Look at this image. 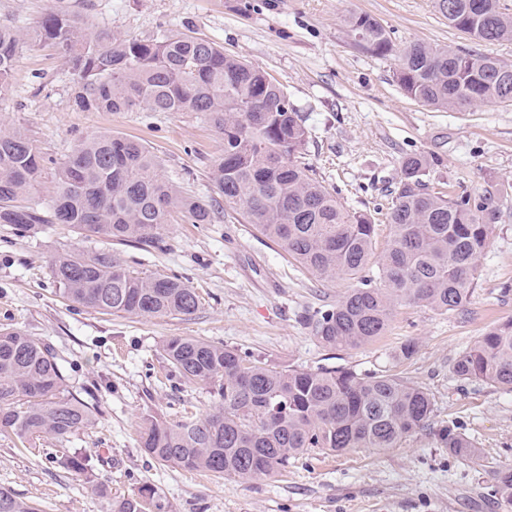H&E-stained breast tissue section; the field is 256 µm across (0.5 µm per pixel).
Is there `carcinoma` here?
<instances>
[{"mask_svg": "<svg viewBox=\"0 0 512 512\" xmlns=\"http://www.w3.org/2000/svg\"><path fill=\"white\" fill-rule=\"evenodd\" d=\"M453 28L485 43L512 41V13L501 0H436ZM348 25L359 45L396 56L394 78L410 99L438 110L512 105V63L448 46L397 48L374 17ZM45 39L61 46L75 76L79 112H199L222 135L211 161L214 195L183 193L160 173L157 155L140 139L104 132L82 140L54 163L50 211L20 200L42 178L44 159L18 129L0 126V224L21 233L67 224L83 238L103 237L156 248L173 215L211 224L225 215L249 224L290 260L323 281L346 282L336 303L306 319L330 349H356L384 335L396 305L464 311L480 278L499 211L492 199L432 186L422 156L403 161L389 213L390 237L377 255V225L346 209L305 162L308 130L285 88L249 62L187 33L127 38L80 25L68 10L47 13ZM22 36L0 26V92L15 68ZM51 276L68 301L101 314L189 316L200 299L176 277L141 276L108 251L69 250ZM162 356L180 378L209 389L216 406L177 424L143 419L141 448L171 466L226 480L261 479L310 451L395 448L424 430L448 454L481 458L456 425H434V401L397 373L360 374L344 367L281 368L222 344L170 336ZM452 374L512 389V323L489 328L460 352ZM93 421L89 406L66 389L50 347L17 328H0V436L24 445L44 435L67 441ZM60 467L92 474L74 452ZM496 494L512 503V471L495 474ZM106 512L162 509L151 486L132 496L99 489ZM0 512L38 509L0 489Z\"/></svg>", "mask_w": 512, "mask_h": 512, "instance_id": "1", "label": "carcinoma"}]
</instances>
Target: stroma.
<instances>
[{
  "label": "stroma",
  "instance_id": "stroma-1",
  "mask_svg": "<svg viewBox=\"0 0 512 512\" xmlns=\"http://www.w3.org/2000/svg\"><path fill=\"white\" fill-rule=\"evenodd\" d=\"M65 9L87 24L147 37L181 31L215 43L274 77L309 131L306 160L349 210L389 234L386 214L405 158L427 156L428 183L492 195L500 211L467 310L442 313L403 303L375 342L357 349L321 345L306 323L341 290L292 264L250 225L224 221L167 225L160 247L142 250L78 236L64 224L20 233L0 224V326L52 347L68 389L93 410L94 423L67 441L40 438L22 447L0 438V488L39 512H104L96 483L112 496L156 488L169 512H512L495 492L494 472L512 469V391L461 383L458 353L493 325L512 321V106L436 110L397 86L396 57L358 46L347 20L375 17L397 47L412 42L484 52L512 63V42L477 43L449 26L434 0H0V26L23 37L13 76L0 92V124L25 132L45 157L60 160L102 133L138 137L161 173L185 193L212 195L209 164L224 138L200 114L79 112L74 76L60 47L39 35L48 12ZM79 248L116 253L126 268L176 276L200 296L189 316L103 315L62 298L50 274L55 256ZM193 336L280 366H346L364 373L396 369L427 389L436 424L455 422L482 451L479 461L450 456L426 431L398 447L318 450L258 480H225L157 462L139 443L137 424L153 415L176 423L212 407L206 387L179 381L161 355L169 336ZM414 341L400 366L394 350ZM78 451L92 458V478L59 467Z\"/></svg>",
  "mask_w": 512,
  "mask_h": 512
}]
</instances>
